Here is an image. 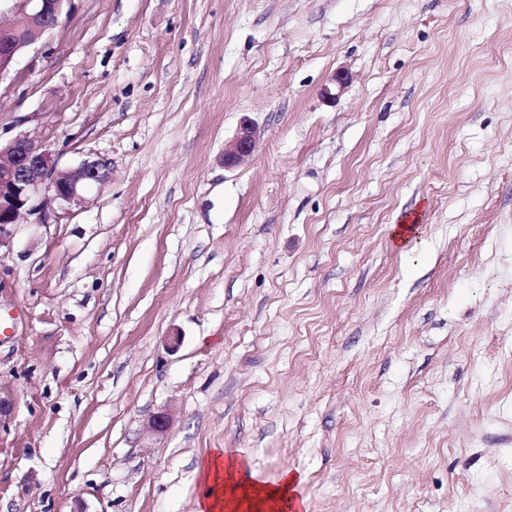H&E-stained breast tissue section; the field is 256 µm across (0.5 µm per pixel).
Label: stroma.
I'll return each instance as SVG.
<instances>
[{"mask_svg": "<svg viewBox=\"0 0 512 512\" xmlns=\"http://www.w3.org/2000/svg\"><path fill=\"white\" fill-rule=\"evenodd\" d=\"M19 134L108 178L0 250V512H196L216 448L308 512H512V0H72ZM258 137L255 126L244 122L239 135L224 147L225 167H233L244 162L256 148Z\"/></svg>", "mask_w": 512, "mask_h": 512, "instance_id": "35a3bbf8", "label": "stroma"}]
</instances>
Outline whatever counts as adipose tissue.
<instances>
[{
  "mask_svg": "<svg viewBox=\"0 0 512 512\" xmlns=\"http://www.w3.org/2000/svg\"><path fill=\"white\" fill-rule=\"evenodd\" d=\"M199 476L207 492L198 512H287L304 481L301 474L286 471L267 483L221 448L202 462Z\"/></svg>",
  "mask_w": 512,
  "mask_h": 512,
  "instance_id": "1",
  "label": "adipose tissue"
}]
</instances>
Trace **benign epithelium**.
Masks as SVG:
<instances>
[{"label":"benign epithelium","mask_w":512,"mask_h":512,"mask_svg":"<svg viewBox=\"0 0 512 512\" xmlns=\"http://www.w3.org/2000/svg\"><path fill=\"white\" fill-rule=\"evenodd\" d=\"M71 0H0V80L9 76L20 55L56 27ZM255 126L245 122L235 140L224 147V166L245 161L256 148ZM107 178L104 165L86 161L73 170L58 168L41 141L20 134L0 145V248L8 246L11 227L24 214H37L56 202L81 206L89 189Z\"/></svg>","instance_id":"benign-epithelium-1"}]
</instances>
